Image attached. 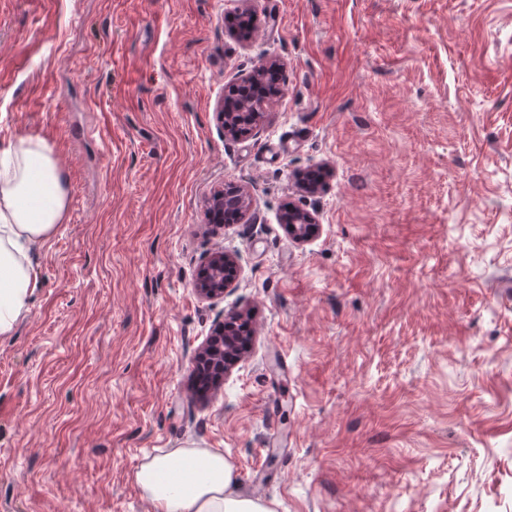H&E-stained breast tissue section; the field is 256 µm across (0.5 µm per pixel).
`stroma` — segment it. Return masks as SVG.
Segmentation results:
<instances>
[{"instance_id": "stroma-1", "label": "stroma", "mask_w": 512, "mask_h": 512, "mask_svg": "<svg viewBox=\"0 0 512 512\" xmlns=\"http://www.w3.org/2000/svg\"><path fill=\"white\" fill-rule=\"evenodd\" d=\"M239 7L0 0V151L47 141L69 196L0 336V512H151L135 472L175 448L272 512H512V0H251L247 37ZM269 59L260 130L226 136ZM233 310L250 349L199 394ZM278 80L277 77L271 76L266 82L261 83L259 87L247 93H245V89L240 85L229 88L226 96L219 99L214 107L213 114L217 125L221 127L226 135L238 137L239 135L236 133L230 118V103L225 101L224 98L227 100H239L247 97L252 101V106L258 111L251 112L253 117L251 125H254L253 129L259 126L263 120L261 118L264 114L265 103H269L280 92ZM231 190L232 188L230 187L225 190L224 188H222L215 191L214 194L212 195L209 202V218L211 223L230 224L231 222H233L234 220L241 216L240 209L235 205L228 203L227 205L224 206V212L222 206L219 205V203H222L224 199V194L229 195L231 193ZM223 214L224 216H230L232 218L231 221L224 222ZM288 224L290 232L299 241H308L313 237L317 228V220L314 213L295 207L288 203ZM232 269V275L224 278V270ZM240 272L237 255L218 249L205 260L203 274L196 284L198 296L205 300L223 298L224 292L232 285Z\"/></svg>"}]
</instances>
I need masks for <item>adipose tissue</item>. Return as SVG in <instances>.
I'll list each match as a JSON object with an SVG mask.
<instances>
[{
  "label": "adipose tissue",
  "instance_id": "obj_1",
  "mask_svg": "<svg viewBox=\"0 0 512 512\" xmlns=\"http://www.w3.org/2000/svg\"><path fill=\"white\" fill-rule=\"evenodd\" d=\"M68 194L52 148L19 139L0 151V336L11 335L29 311L36 287L28 252L62 224ZM233 469L209 448H177L144 457L135 481L152 512H271L258 498L227 489Z\"/></svg>",
  "mask_w": 512,
  "mask_h": 512
}]
</instances>
